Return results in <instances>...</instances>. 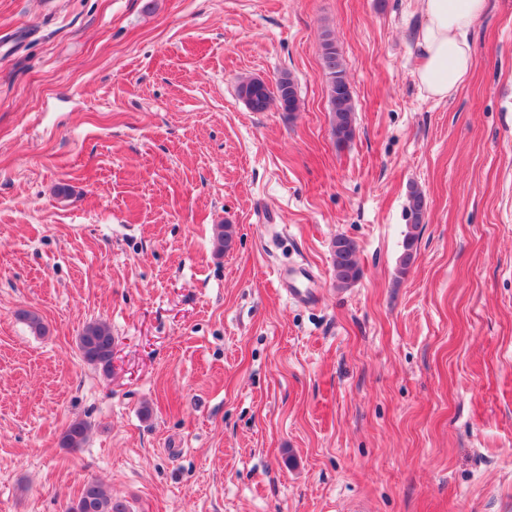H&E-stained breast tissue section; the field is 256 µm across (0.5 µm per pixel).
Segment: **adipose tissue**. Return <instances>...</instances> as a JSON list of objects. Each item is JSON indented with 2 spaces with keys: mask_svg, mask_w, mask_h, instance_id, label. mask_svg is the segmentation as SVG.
<instances>
[{
  "mask_svg": "<svg viewBox=\"0 0 512 512\" xmlns=\"http://www.w3.org/2000/svg\"><path fill=\"white\" fill-rule=\"evenodd\" d=\"M486 7L487 0H421L417 78L428 96L448 99L465 82L474 65L469 34Z\"/></svg>",
  "mask_w": 512,
  "mask_h": 512,
  "instance_id": "1",
  "label": "adipose tissue"
}]
</instances>
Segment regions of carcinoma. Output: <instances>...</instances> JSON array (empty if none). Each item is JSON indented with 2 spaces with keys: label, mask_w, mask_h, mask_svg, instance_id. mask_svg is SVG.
Returning a JSON list of instances; mask_svg holds the SVG:
<instances>
[{
  "label": "carcinoma",
  "mask_w": 512,
  "mask_h": 512,
  "mask_svg": "<svg viewBox=\"0 0 512 512\" xmlns=\"http://www.w3.org/2000/svg\"><path fill=\"white\" fill-rule=\"evenodd\" d=\"M323 72L327 82L328 105L332 112V129L336 145L350 142L355 134V107L342 58L330 35H325L322 44ZM239 97L253 112H265L275 106L283 112L298 109L297 92L289 75L279 77L275 88L265 85L259 78H251L238 87ZM424 214L422 193L414 189L409 196V215L412 228H418ZM234 229L231 224H219L216 228L215 246L222 252L230 247ZM333 272L336 284L347 288L362 277L357 257L356 244L349 238L338 235L333 242ZM82 357L90 364L108 367L112 360V331L102 322L87 324L78 338ZM91 426L84 420H75L64 431L61 445L64 448H81L86 443ZM68 512H129L127 505L112 498L111 491L99 481L87 482L79 496L68 508Z\"/></svg>",
  "instance_id": "cac0c4a2"
}]
</instances>
